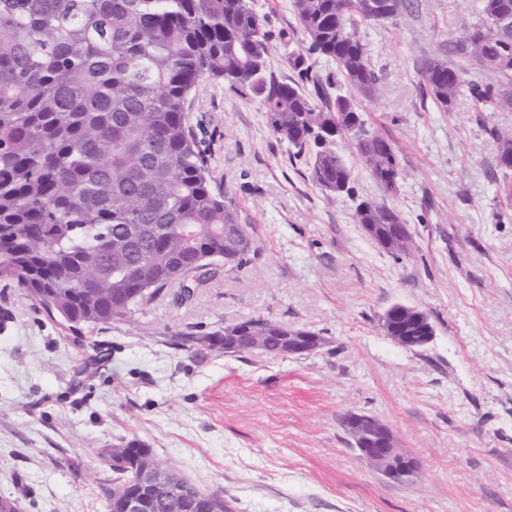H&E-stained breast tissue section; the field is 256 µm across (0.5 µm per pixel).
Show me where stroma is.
I'll use <instances>...</instances> for the list:
<instances>
[{
  "label": "stroma",
  "mask_w": 512,
  "mask_h": 512,
  "mask_svg": "<svg viewBox=\"0 0 512 512\" xmlns=\"http://www.w3.org/2000/svg\"><path fill=\"white\" fill-rule=\"evenodd\" d=\"M254 3L270 64L287 73L291 0ZM482 5L418 0L397 21L356 25L383 87L366 117L401 150L398 194L348 143L338 149L357 195L410 225L409 256L368 239L351 201L326 199L253 97L205 79L188 116L248 226L249 266H212L191 297L168 294L84 339L0 282V494L19 512H104L105 451L136 439L232 512H512V199L486 133L512 128V112L465 97L447 112L419 85L428 58L494 80L471 53L448 51ZM396 303L429 316L427 345L385 335L379 318ZM257 316L327 344L310 356L225 355V325ZM181 332L204 351L174 348ZM349 412L386 423L419 476L394 481L361 461Z\"/></svg>",
  "instance_id": "stroma-1"
}]
</instances>
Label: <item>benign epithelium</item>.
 <instances>
[{"instance_id": "7a95c632", "label": "benign epithelium", "mask_w": 512, "mask_h": 512, "mask_svg": "<svg viewBox=\"0 0 512 512\" xmlns=\"http://www.w3.org/2000/svg\"><path fill=\"white\" fill-rule=\"evenodd\" d=\"M411 316L417 322L424 318V312L401 303L390 306L381 317V325L387 336L396 344L406 348L422 347L429 343L433 331L431 327L423 329L421 336H400L394 333L393 321ZM293 342L288 355H311L326 344L322 336H288ZM343 425L354 440L358 457L379 470L384 476L396 481L410 482L420 473V463L400 451L397 439L390 428L379 418L365 413H349L343 419ZM181 492L174 482L164 473L151 474L145 488L132 492L123 502V512H148L155 504L170 499Z\"/></svg>"}]
</instances>
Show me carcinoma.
Returning <instances> with one entry per match:
<instances>
[{"mask_svg": "<svg viewBox=\"0 0 512 512\" xmlns=\"http://www.w3.org/2000/svg\"><path fill=\"white\" fill-rule=\"evenodd\" d=\"M300 46L286 59L298 80L268 66L265 17L253 0H0V280L53 311L75 334L121 320L160 291L193 277L210 256L239 272L251 251L231 192L217 184L210 155L189 125L200 80L250 92L273 134L304 156L308 179L330 201L357 200L353 171L336 144L346 139L388 195L403 177L400 152L368 125L359 100L380 96V79L354 21H394L414 0H292ZM481 21L466 33L471 53L497 83L464 81L446 60L420 72L421 88L441 108L464 93L477 107L512 112V0H483ZM336 65V81L317 61ZM340 87L331 95L332 86ZM497 167L512 171V129L491 126ZM355 212L379 225V245L402 224L385 204ZM262 318L246 328L238 352L288 354L277 338L254 345ZM125 465L106 495V512L140 484L142 458L170 466L135 441L112 449ZM192 512L224 498L190 481Z\"/></svg>", "mask_w": 512, "mask_h": 512, "instance_id": "cac0c4a2", "label": "carcinoma"}]
</instances>
